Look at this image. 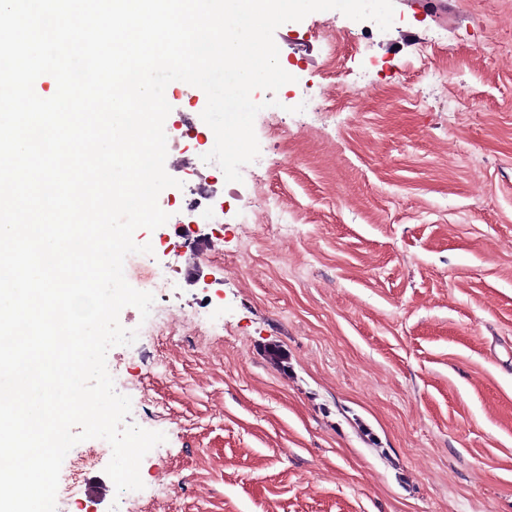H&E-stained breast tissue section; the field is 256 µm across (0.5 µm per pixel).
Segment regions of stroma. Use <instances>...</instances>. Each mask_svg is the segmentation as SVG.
Wrapping results in <instances>:
<instances>
[{"instance_id":"obj_1","label":"stroma","mask_w":512,"mask_h":512,"mask_svg":"<svg viewBox=\"0 0 512 512\" xmlns=\"http://www.w3.org/2000/svg\"><path fill=\"white\" fill-rule=\"evenodd\" d=\"M394 7L386 31L277 28L293 80L252 93L281 104L254 122L259 179L202 162L205 93L165 90L168 154L197 162L171 175L224 221L185 236L169 187L135 234L177 273L168 310L214 308L120 363L169 411L144 512H512V0ZM244 197L268 215L244 222ZM161 464L185 480L157 504Z\"/></svg>"}]
</instances>
